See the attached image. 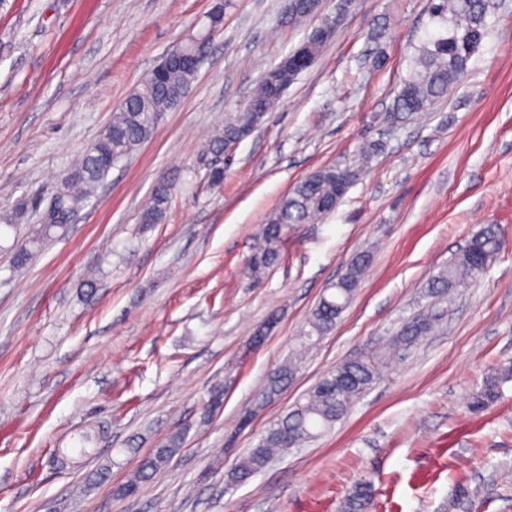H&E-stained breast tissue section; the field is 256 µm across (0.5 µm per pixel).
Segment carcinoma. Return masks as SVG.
<instances>
[{"instance_id": "1", "label": "carcinoma", "mask_w": 512, "mask_h": 512, "mask_svg": "<svg viewBox=\"0 0 512 512\" xmlns=\"http://www.w3.org/2000/svg\"><path fill=\"white\" fill-rule=\"evenodd\" d=\"M494 0H428V22L424 37L414 48L407 76L400 82L389 113L393 125L403 123L414 114L448 98L450 91L462 80L471 57L478 51L488 30ZM222 23L221 13L210 18V27L194 33L195 39H185L170 49L171 54L199 58L191 66L174 65L156 74H149L133 93L127 96L112 115L107 133L100 134L91 146L75 160L55 186V194L38 213V228L29 250L15 254L16 263L25 265L33 251L61 234L65 217L86 206L96 187L108 175L112 166L134 153L148 141L161 116L176 107L190 90L205 58L200 56L198 41L211 45L214 32ZM325 41L309 34L302 43L304 54L292 51L270 66L250 95L256 104L273 109L280 92L299 74L311 67L319 57ZM245 112H227L219 126L204 145V153L216 155L224 145L238 136L246 120ZM358 178L351 168L328 166L315 170L297 181L279 205L268 214L262 226L259 242L249 258L247 273L256 277L280 257L292 224L313 223L334 210V205L347 194ZM174 191V182L163 179L155 186L143 209L140 222L158 224L166 216ZM505 246L498 225L487 224L476 233L462 252L450 259L430 281L426 295L451 296L484 271ZM364 255L356 257L346 273L326 289L307 321L308 330L301 336V346L313 344L334 329L350 302L366 267ZM440 309L428 305L408 319L398 334L412 342L427 335L439 321ZM382 362L360 353L324 374L302 400L280 416L260 438L247 456L232 472V480L243 484L260 472L277 454L317 438L341 420L352 404L373 383ZM296 370L290 359L272 373L263 389L266 397L277 395L288 384ZM512 375V366L502 365L486 377L483 387L473 394L470 406L480 410L496 398L500 380ZM182 444V436L174 433L150 453L142 457L133 477L117 489L126 496L149 482L164 470ZM370 494L364 484L356 487L346 504L347 512H363Z\"/></svg>"}]
</instances>
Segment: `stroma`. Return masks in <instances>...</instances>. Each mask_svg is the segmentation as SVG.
<instances>
[{"label": "stroma", "instance_id": "stroma-1", "mask_svg": "<svg viewBox=\"0 0 512 512\" xmlns=\"http://www.w3.org/2000/svg\"><path fill=\"white\" fill-rule=\"evenodd\" d=\"M338 2L284 26L282 0H0V212L25 211L0 231V512H343L362 481L373 485L371 512H512V381L484 410L469 407L512 361V247L427 336H395L473 234L496 224L512 239V9L491 17L454 94L394 130L386 112L428 0H351L317 62L225 158L220 185L198 154ZM219 9L224 26L187 96L110 170L77 223L16 267L15 243L33 234L36 205L71 160ZM333 165L360 171L336 209L293 226L280 259L245 277L268 214ZM173 176L165 219L141 223L154 186ZM361 254L369 263L335 329L262 399L325 290ZM359 352L384 365L349 413L233 483L272 422ZM93 425L107 430L97 454L55 468V449ZM176 432L184 441L168 468L115 497L136 467L126 447L146 452Z\"/></svg>", "mask_w": 512, "mask_h": 512}]
</instances>
